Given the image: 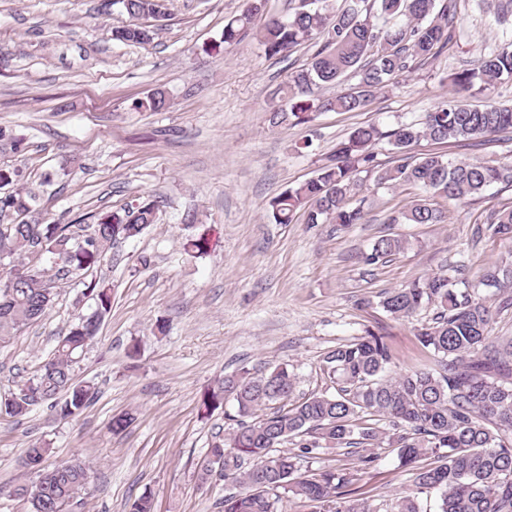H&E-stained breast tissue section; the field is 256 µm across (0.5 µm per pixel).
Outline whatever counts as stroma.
Masks as SVG:
<instances>
[{
  "label": "stroma",
  "instance_id": "35a3bbf8",
  "mask_svg": "<svg viewBox=\"0 0 512 512\" xmlns=\"http://www.w3.org/2000/svg\"><path fill=\"white\" fill-rule=\"evenodd\" d=\"M244 7V0H166L151 42L138 45L113 40V28L132 19L112 0H0V128L24 139L17 151L0 141V167L19 169L20 185L36 193L31 219L86 236L102 213L160 203L154 224L114 244L88 273L112 289L97 337L74 366L76 380L97 388L94 401L67 420L45 403L19 418L0 415V512H28L11 489L30 481L21 459L37 440L51 448L48 464L78 457L92 467L71 512H126L146 492L155 512H220L230 485L197 479L208 448L228 431L223 410L199 412L218 379L287 363L300 392L321 389L323 353L368 328L392 344L393 371L404 374L424 359L415 333L434 311L393 318L379 305L381 293L444 267L449 278L496 297L478 275L506 249L484 221L512 205L510 186L437 199L444 224H390L387 216L421 189L380 188L362 172L356 195L371 206L368 223L345 229L307 223L302 214L292 224L269 218L271 199L311 178L356 127L385 132L416 123L447 97L451 74L512 37L493 12L460 0L453 42L363 111L321 112L311 123L273 130L265 112L270 92L305 67L315 48L271 58L249 38L224 46L225 20ZM158 90L164 109L136 108ZM307 137L312 148L296 154L295 143ZM416 150L507 162L512 135L424 140ZM383 235L407 238L409 246L383 266L364 267L359 254ZM200 236L210 241L208 253L186 254V238ZM94 309L80 280L60 281L49 314L0 346V401ZM124 412L134 421L113 433V416ZM374 454L358 496L387 512L410 474L390 448Z\"/></svg>",
  "mask_w": 512,
  "mask_h": 512
}]
</instances>
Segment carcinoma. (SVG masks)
I'll return each instance as SVG.
<instances>
[{"label": "carcinoma", "instance_id": "obj_1", "mask_svg": "<svg viewBox=\"0 0 512 512\" xmlns=\"http://www.w3.org/2000/svg\"><path fill=\"white\" fill-rule=\"evenodd\" d=\"M500 24L509 23L512 4L484 0ZM132 18L165 16L163 0H112ZM266 0H246L245 9L224 23L223 42L237 44L251 29ZM459 0H295L288 18L270 19L254 37L268 56H282L311 42L317 46L307 67L292 73L272 93L268 123H309L317 112H356L389 91L394 81L453 39ZM113 39L132 44L152 40V30L129 24L112 31ZM352 75L357 84L336 95L310 102L313 88H330ZM502 80H512V45L493 46L475 67L452 77L454 94L440 101L422 122L400 124L382 132L373 125L354 129L315 175L271 199L269 217L291 224L304 212L309 224H365L362 202H352L355 176L376 174L388 189L417 185L424 195L387 218L389 224H440L445 214L436 197L461 200L496 183L512 184V164L496 159L455 162L439 153L416 156L422 140L478 139L512 131V109L481 106L465 94ZM387 142L395 154L381 168L376 146ZM35 196L18 190L0 197V217L30 211ZM157 204L141 203L120 215L99 216L93 235L73 240L68 224L20 220L0 224V345L46 316L61 276L80 277L100 263L120 240L140 236L156 219ZM488 229L512 257V205L486 220ZM409 241L383 236L362 256L367 266L383 265ZM480 283L499 293L493 306L469 284L454 287L446 272L414 279L383 293L379 305L394 318H411L436 308L432 323L418 330V343L433 352L434 366L389 374L394 359L383 337L367 330L356 340L326 351L319 364L325 387L297 394L298 376L286 363L253 371L246 367L226 376L203 397L205 410L233 402L224 412L231 432L212 443L200 465L203 483L223 481L243 487L224 495L221 512H278L285 498L307 501L318 512H374L367 503L345 505L357 492L365 470L375 461L372 449L386 444L396 451L411 485L391 503L390 512H421L419 497L435 492L437 512H512V336L491 335L496 312L512 308V260L503 259L480 275ZM102 316L111 306V288L103 280L87 284ZM99 325L83 316L60 336L32 376L18 384L19 397L0 411L25 415L48 401L62 419L79 415L95 398V388L74 378L78 356L93 341ZM293 451L283 449L286 444ZM349 448L354 466L313 469L305 461L320 449ZM51 448L35 442L34 480L13 487L29 512H69L89 478L90 466L74 458L45 465Z\"/></svg>", "mask_w": 512, "mask_h": 512}]
</instances>
